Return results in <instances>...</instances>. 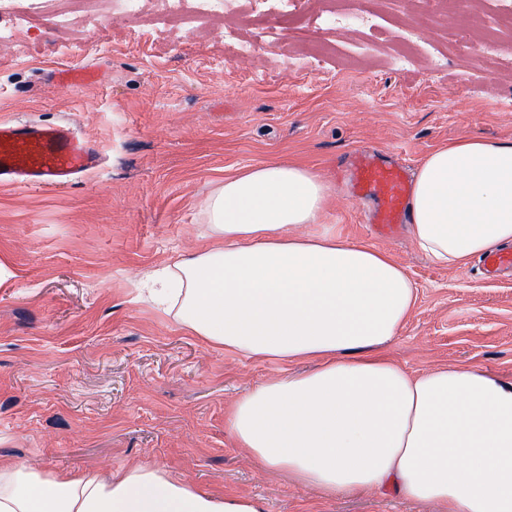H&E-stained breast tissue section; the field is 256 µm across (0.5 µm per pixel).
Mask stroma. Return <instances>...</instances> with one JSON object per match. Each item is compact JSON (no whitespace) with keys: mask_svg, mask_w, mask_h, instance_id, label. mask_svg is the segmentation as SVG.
I'll return each instance as SVG.
<instances>
[{"mask_svg":"<svg viewBox=\"0 0 512 512\" xmlns=\"http://www.w3.org/2000/svg\"><path fill=\"white\" fill-rule=\"evenodd\" d=\"M372 28H337L349 8ZM0 12V121L74 125L99 170L47 190L0 186V464L49 473L154 463L220 495H254L267 512H437L391 491L324 496L259 469L227 426L233 402L297 363L208 344L141 301L142 272L215 246L204 205L251 163L293 160L336 190L321 227L388 253L417 286L416 306L384 353L409 372L476 365L512 381V276L477 260L431 261L408 228L363 221L370 200L338 173L366 149L416 169L463 136L512 142V40L476 57L487 0H268L275 35L251 0L185 31L133 18L112 0L20 22ZM411 30L409 70L392 61ZM252 42L234 55L229 37Z\"/></svg>","mask_w":512,"mask_h":512,"instance_id":"1","label":"stroma"}]
</instances>
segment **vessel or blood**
<instances>
[{"label":"vessel or blood","mask_w":512,"mask_h":512,"mask_svg":"<svg viewBox=\"0 0 512 512\" xmlns=\"http://www.w3.org/2000/svg\"><path fill=\"white\" fill-rule=\"evenodd\" d=\"M99 164V154L69 123H0V185L64 186ZM350 178L356 195L376 200L373 220L379 231L394 236L411 190L405 168L361 151L351 160Z\"/></svg>","instance_id":"vessel-or-blood-1"}]
</instances>
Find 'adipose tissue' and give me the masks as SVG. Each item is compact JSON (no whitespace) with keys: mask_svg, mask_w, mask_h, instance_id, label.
Segmentation results:
<instances>
[{"mask_svg":"<svg viewBox=\"0 0 512 512\" xmlns=\"http://www.w3.org/2000/svg\"><path fill=\"white\" fill-rule=\"evenodd\" d=\"M333 195L304 165L260 161L225 177L204 214L223 246L141 276L156 307L204 341L259 359L315 362L240 396L231 433L262 468L327 496L393 489L440 512H512V382L477 366L409 373L383 353L416 286L385 253L312 229ZM413 239L460 266L512 244V143L463 137L420 163ZM0 512H266L139 463L49 474L0 466Z\"/></svg>","mask_w":512,"mask_h":512,"instance_id":"1","label":"adipose tissue"}]
</instances>
